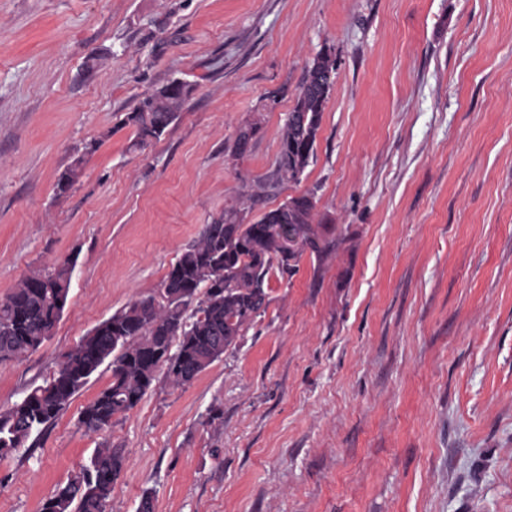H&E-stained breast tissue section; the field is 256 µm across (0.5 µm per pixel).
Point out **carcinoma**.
<instances>
[{
  "mask_svg": "<svg viewBox=\"0 0 512 512\" xmlns=\"http://www.w3.org/2000/svg\"><path fill=\"white\" fill-rule=\"evenodd\" d=\"M188 94L154 93L127 116L136 128L134 148L157 140L179 118ZM310 106V128L294 112ZM324 103L297 97L288 113L274 168L261 187L275 190L297 183L315 153ZM259 129H240L232 156L244 155ZM313 196L290 198L251 223L234 206L204 226L181 252L157 293L138 299L98 324L64 355L58 370L0 410V458L24 447L49 427L104 363L112 381L81 411L79 424L92 432L112 427L153 387L159 372L174 387L189 384L236 345L265 312L271 279L290 275L306 252L319 258L336 245L330 228L315 223ZM71 285V266L39 268L0 299V361L38 349L61 318ZM123 467L119 448L95 449L90 461L42 504L41 512H105Z\"/></svg>",
  "mask_w": 512,
  "mask_h": 512,
  "instance_id": "1",
  "label": "carcinoma"
}]
</instances>
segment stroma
<instances>
[{
    "mask_svg": "<svg viewBox=\"0 0 512 512\" xmlns=\"http://www.w3.org/2000/svg\"><path fill=\"white\" fill-rule=\"evenodd\" d=\"M320 54L314 158L243 217L313 193L334 250L272 280L190 384L89 433L102 366L0 458V512H40L104 445L124 456L107 512L147 490L153 512H512V0H0V298L74 262L53 335L0 361V409L273 169ZM176 79L179 120L132 148L127 114ZM333 63L321 59L314 60L305 66V82L301 94L306 98H328L329 85L332 83Z\"/></svg>",
    "mask_w": 512,
    "mask_h": 512,
    "instance_id": "1",
    "label": "stroma"
}]
</instances>
